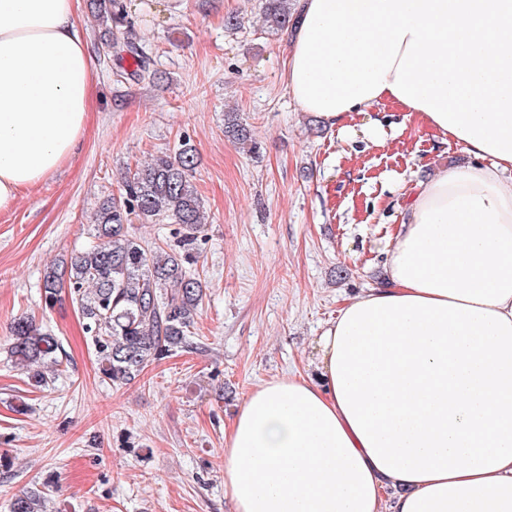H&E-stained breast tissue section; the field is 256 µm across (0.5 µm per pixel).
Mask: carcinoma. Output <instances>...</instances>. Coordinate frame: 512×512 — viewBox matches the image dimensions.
<instances>
[{
  "mask_svg": "<svg viewBox=\"0 0 512 512\" xmlns=\"http://www.w3.org/2000/svg\"><path fill=\"white\" fill-rule=\"evenodd\" d=\"M108 47L120 54L115 75L128 74L153 82L161 78L150 54L133 37L124 0H92ZM268 27L279 31L296 23L293 0H262ZM224 135L256 153L257 142L236 112L224 113ZM197 150L189 140L174 156L160 155L124 174L122 193L103 201L95 213L96 244L73 254L62 265L47 267L43 279L46 306L54 307L63 289L70 290L99 353L101 374L114 385L133 381L151 362L191 345L201 302L200 278L186 267L204 221L201 199L193 183ZM133 214L176 224L174 247L149 249L130 236ZM12 356L32 367L59 365L58 339L36 323L14 321ZM37 491L15 496L11 512H43Z\"/></svg>",
  "mask_w": 512,
  "mask_h": 512,
  "instance_id": "1",
  "label": "carcinoma"
}]
</instances>
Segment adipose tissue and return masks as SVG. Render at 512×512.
I'll use <instances>...</instances> for the list:
<instances>
[{"label": "adipose tissue", "instance_id": "adipose-tissue-1", "mask_svg": "<svg viewBox=\"0 0 512 512\" xmlns=\"http://www.w3.org/2000/svg\"><path fill=\"white\" fill-rule=\"evenodd\" d=\"M285 72L341 131L382 103L455 143L418 177L383 284L345 298L314 371L224 433L234 512H512V0H298ZM77 0H0V210L86 128Z\"/></svg>", "mask_w": 512, "mask_h": 512}]
</instances>
